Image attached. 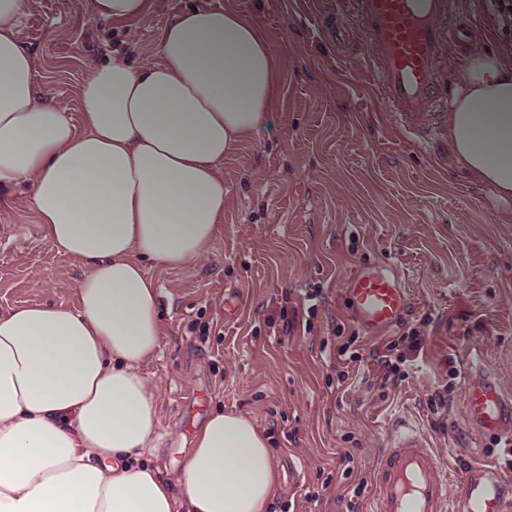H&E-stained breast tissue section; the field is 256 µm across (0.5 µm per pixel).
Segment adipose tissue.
<instances>
[{
    "label": "adipose tissue",
    "mask_w": 512,
    "mask_h": 512,
    "mask_svg": "<svg viewBox=\"0 0 512 512\" xmlns=\"http://www.w3.org/2000/svg\"><path fill=\"white\" fill-rule=\"evenodd\" d=\"M0 0V190L25 184L53 248L84 272L73 307L0 312V512H268L277 473L247 416L210 414L176 480L143 464L159 435L142 368L164 328L145 260L202 258L223 231L226 155L267 118L275 60L221 8L177 13L158 64L89 66L71 119L38 89ZM458 161L512 201V62L470 60L449 114Z\"/></svg>",
    "instance_id": "adipose-tissue-1"
}]
</instances>
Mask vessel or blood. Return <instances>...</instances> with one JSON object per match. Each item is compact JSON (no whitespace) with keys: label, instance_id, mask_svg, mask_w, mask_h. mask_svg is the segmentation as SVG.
<instances>
[{"label":"vessel or blood","instance_id":"1","mask_svg":"<svg viewBox=\"0 0 512 512\" xmlns=\"http://www.w3.org/2000/svg\"><path fill=\"white\" fill-rule=\"evenodd\" d=\"M317 24L340 48L357 30L356 68L368 70L385 106L423 143L451 106L449 62L487 50L457 0H326ZM407 304L395 275L369 268L345 288L346 312L368 334L394 326ZM464 414L477 440L512 446V395L482 368L466 375ZM370 512H512V470L476 462L451 479L425 438L406 428L380 452Z\"/></svg>","mask_w":512,"mask_h":512}]
</instances>
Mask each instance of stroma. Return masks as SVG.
I'll return each instance as SVG.
<instances>
[{"instance_id": "1", "label": "stroma", "mask_w": 512, "mask_h": 512, "mask_svg": "<svg viewBox=\"0 0 512 512\" xmlns=\"http://www.w3.org/2000/svg\"><path fill=\"white\" fill-rule=\"evenodd\" d=\"M290 0H221L254 22L276 58L266 124L224 159V231L206 256L177 268L147 264L160 290L164 333L142 368L159 404L161 439L148 462L175 477L184 441L211 412L252 419L279 475L270 512H365L381 448L398 426L419 430L448 471L473 459L465 378L478 360L512 393V202L456 161L445 125L426 145L347 70L315 28L314 0L291 30ZM210 0H150L134 23L97 18L91 0H30L19 37L35 80L69 116L80 110L88 64L123 54L156 63L163 28ZM482 22L490 54L512 58V5L460 0ZM396 272L409 305L370 336L344 307L364 267ZM83 269L38 224L31 191L0 200V311L74 303ZM315 301H308L309 292ZM423 336L397 385L377 355L409 330ZM356 337L358 360L340 357ZM454 393L444 420L427 399Z\"/></svg>"}]
</instances>
